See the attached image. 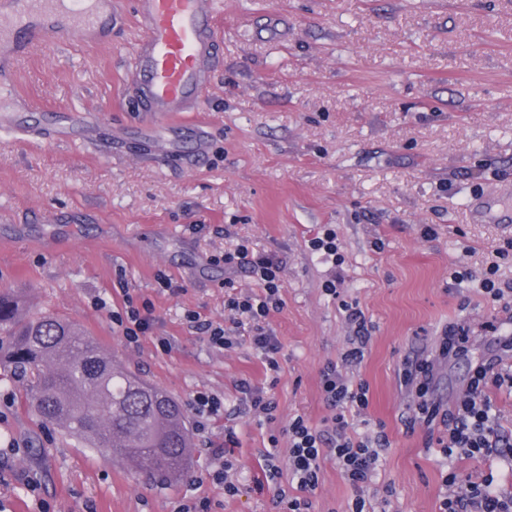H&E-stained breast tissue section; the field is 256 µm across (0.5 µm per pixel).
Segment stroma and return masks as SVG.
<instances>
[{
	"label": "stroma",
	"instance_id": "1",
	"mask_svg": "<svg viewBox=\"0 0 512 512\" xmlns=\"http://www.w3.org/2000/svg\"><path fill=\"white\" fill-rule=\"evenodd\" d=\"M114 2L110 40L42 42L0 78V109L28 102L34 121L80 117L62 138L0 130V290L74 323L188 414L196 392L232 405L237 380L265 382L249 348H214L186 320L223 322L225 281L254 287L210 256L241 243L276 253L278 417L263 427L237 419L241 482L257 475L254 451L270 432L297 414L315 425L327 416L320 371L346 345V300L373 326L358 377L391 443L376 485L393 487V512H435L441 463L421 434L403 431L412 396L400 370L464 321L471 350L434 383L451 403L502 341L475 278L498 263L512 222L476 218L471 205L496 195L512 212V0H217L211 83L196 111L168 124L208 138L172 156L154 131L125 140L145 121L128 82L141 32L132 0ZM426 225L434 238L422 237ZM327 228L341 261L310 247ZM452 268L473 281L448 289ZM163 276L179 292L161 288ZM335 278L338 300L324 291ZM128 298L153 306V330L135 346L112 322ZM24 393L0 365V512H174L207 495L213 512H275L269 494L226 499L206 483L223 419L192 431L187 476L160 487L43 421ZM350 495L325 461L314 512H338Z\"/></svg>",
	"mask_w": 512,
	"mask_h": 512
}]
</instances>
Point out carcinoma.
Segmentation results:
<instances>
[{
    "label": "carcinoma",
    "mask_w": 512,
    "mask_h": 512,
    "mask_svg": "<svg viewBox=\"0 0 512 512\" xmlns=\"http://www.w3.org/2000/svg\"><path fill=\"white\" fill-rule=\"evenodd\" d=\"M0 360L25 381L30 406L46 421L112 453L138 474L180 479L190 448L185 416L163 390L120 367L85 333L45 313L23 316L17 294L0 291Z\"/></svg>",
    "instance_id": "cac0c4a2"
}]
</instances>
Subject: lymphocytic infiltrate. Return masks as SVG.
I'll return each mask as SVG.
<instances>
[{"label": "lymphocytic infiltrate", "instance_id": "f902f5d3", "mask_svg": "<svg viewBox=\"0 0 512 512\" xmlns=\"http://www.w3.org/2000/svg\"><path fill=\"white\" fill-rule=\"evenodd\" d=\"M219 262L230 269H242L254 278L253 292H230L224 299L227 324L201 321L188 314L195 329L206 333L211 345L231 350L246 345L258 354L270 381L280 372L281 344L270 325L272 313L280 311L283 262L276 255L241 244L219 255ZM341 309L353 334L339 361L328 362L320 371L321 388L329 410L320 425H312L301 414L288 422L284 435L269 434L265 447L257 449L260 476L252 480L257 492L272 491L278 512H313L312 497L320 485L322 464L333 459L352 490L344 512H378L388 506L392 488L383 497L370 494L390 441L384 425L375 432H358L354 418L367 409L369 387L366 382L350 378L346 370L361 364L368 351L371 331L363 310L355 303H342ZM470 336L458 324L441 330L431 356L405 361L401 370L404 385L415 391L409 413L401 422L406 433L424 428L425 448L435 450L444 460L488 457L501 448L512 447V434L505 433L497 422L494 396L505 390L512 394V340L503 342L498 354L479 360L473 366L462 394L453 405L446 406L434 395L432 383L436 364L465 356ZM239 399L225 407L223 398L197 392L192 408L199 429H206L216 417L226 419L223 445L212 449L215 466L209 479L224 497L240 496L245 486L238 479L239 463L234 450L239 438L233 424L247 416L257 424H272L277 419L278 403L270 391L240 379L236 384ZM287 442V455H280V442ZM493 474L476 478L462 476L453 468L441 475L443 492L436 512H512V496L501 497L491 491Z\"/></svg>", "mask_w": 512, "mask_h": 512}]
</instances>
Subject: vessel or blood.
Wrapping results in <instances>:
<instances>
[{
	"label": "vessel or blood",
	"instance_id": "vessel-or-blood-1",
	"mask_svg": "<svg viewBox=\"0 0 512 512\" xmlns=\"http://www.w3.org/2000/svg\"><path fill=\"white\" fill-rule=\"evenodd\" d=\"M103 0H0V54L18 58L46 38L64 42L104 27ZM142 36L132 92L160 127L198 106L218 44L213 0H135Z\"/></svg>",
	"mask_w": 512,
	"mask_h": 512
}]
</instances>
